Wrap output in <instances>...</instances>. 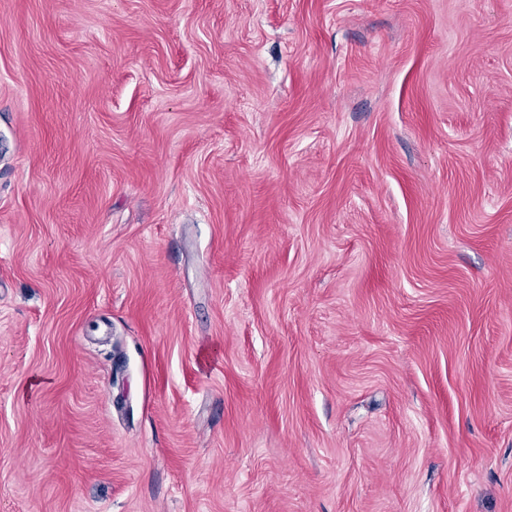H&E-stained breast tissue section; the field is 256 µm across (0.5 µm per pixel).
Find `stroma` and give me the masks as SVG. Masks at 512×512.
Returning <instances> with one entry per match:
<instances>
[{"instance_id":"35a3bbf8","label":"stroma","mask_w":512,"mask_h":512,"mask_svg":"<svg viewBox=\"0 0 512 512\" xmlns=\"http://www.w3.org/2000/svg\"><path fill=\"white\" fill-rule=\"evenodd\" d=\"M0 512H512V0H0Z\"/></svg>"}]
</instances>
